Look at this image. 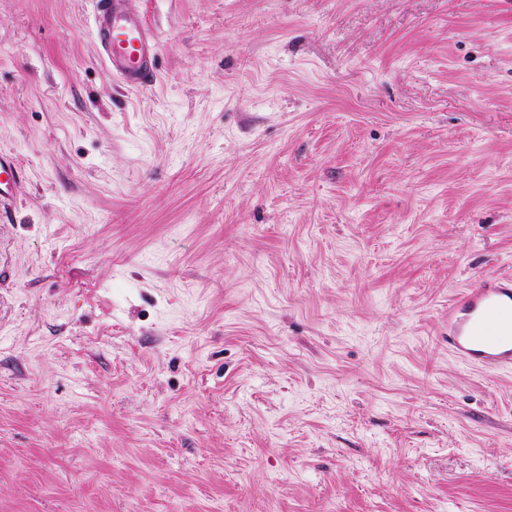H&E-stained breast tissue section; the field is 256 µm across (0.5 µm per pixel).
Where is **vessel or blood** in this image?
Segmentation results:
<instances>
[{"label":"vessel or blood","instance_id":"vessel-or-blood-1","mask_svg":"<svg viewBox=\"0 0 512 512\" xmlns=\"http://www.w3.org/2000/svg\"><path fill=\"white\" fill-rule=\"evenodd\" d=\"M92 23L107 68L141 89L154 79L155 39L125 0H92ZM448 349L488 373L512 371V274L482 279L448 305Z\"/></svg>","mask_w":512,"mask_h":512}]
</instances>
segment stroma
Wrapping results in <instances>:
<instances>
[{
	"label": "stroma",
	"mask_w": 512,
	"mask_h": 512,
	"mask_svg": "<svg viewBox=\"0 0 512 512\" xmlns=\"http://www.w3.org/2000/svg\"><path fill=\"white\" fill-rule=\"evenodd\" d=\"M0 0V512H512V0ZM92 23L107 68L130 88L154 79L156 42L125 6V0H92ZM448 350L488 373L512 371V274L482 279L448 304Z\"/></svg>",
	"instance_id": "1"
}]
</instances>
